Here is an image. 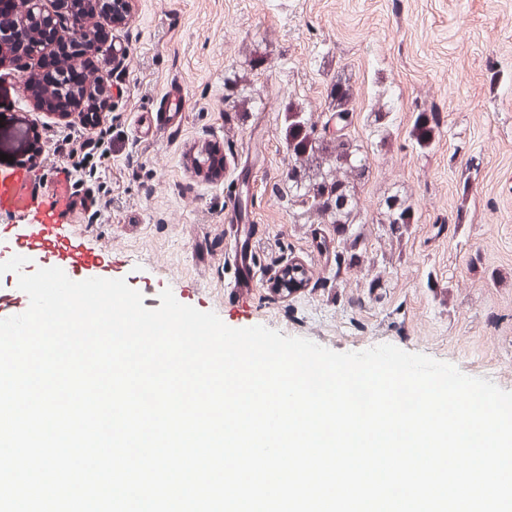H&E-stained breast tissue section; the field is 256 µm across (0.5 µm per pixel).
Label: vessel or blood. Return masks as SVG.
<instances>
[{"label": "vessel or blood", "mask_w": 512, "mask_h": 512, "mask_svg": "<svg viewBox=\"0 0 512 512\" xmlns=\"http://www.w3.org/2000/svg\"><path fill=\"white\" fill-rule=\"evenodd\" d=\"M185 98L181 87H169L156 113H140L138 131L144 135L154 132L163 116L182 119ZM78 204L73 178L66 168L55 170L50 187L45 188L24 158L0 167V217L19 215L25 219L10 243L11 255H41L46 267L61 268L79 281L111 278L103 252L89 247L81 234L65 226Z\"/></svg>", "instance_id": "b4317fda"}]
</instances>
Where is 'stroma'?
Instances as JSON below:
<instances>
[{
	"label": "stroma",
	"instance_id": "obj_1",
	"mask_svg": "<svg viewBox=\"0 0 512 512\" xmlns=\"http://www.w3.org/2000/svg\"><path fill=\"white\" fill-rule=\"evenodd\" d=\"M127 3L104 30L124 53L108 108L69 117L37 108L25 61L3 51L0 100L19 99L44 175L65 165L63 138L111 128L119 152L73 174L95 205L72 228L105 250L143 306L158 308L168 288L233 328L261 325L336 352L388 343L512 391V0ZM339 75L354 91L350 134L369 161L358 190L366 253L341 269L331 226L288 214L283 136L289 98L323 115ZM172 82L186 90L183 122L140 139L138 114ZM244 94L260 110L242 111ZM421 112L438 120L425 149L410 136ZM242 164L255 226L243 243L225 221ZM394 193L413 207L398 243L377 222ZM239 244L257 272L241 312L227 308ZM292 261L308 285L275 293ZM377 276L381 287H370Z\"/></svg>",
	"mask_w": 512,
	"mask_h": 512
}]
</instances>
